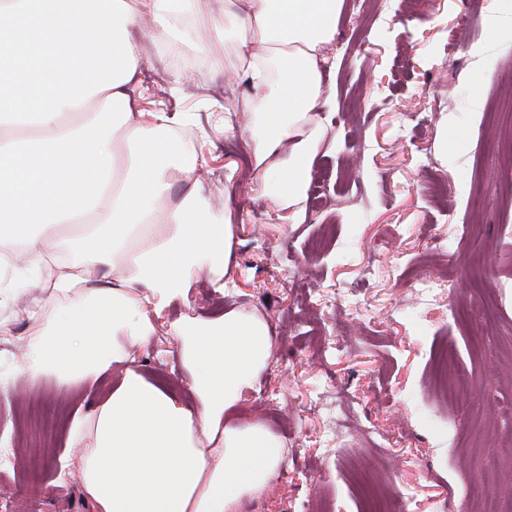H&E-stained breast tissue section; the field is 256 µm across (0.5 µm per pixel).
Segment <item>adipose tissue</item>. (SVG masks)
Returning <instances> with one entry per match:
<instances>
[{
    "instance_id": "ef3b65f1",
    "label": "adipose tissue",
    "mask_w": 512,
    "mask_h": 512,
    "mask_svg": "<svg viewBox=\"0 0 512 512\" xmlns=\"http://www.w3.org/2000/svg\"><path fill=\"white\" fill-rule=\"evenodd\" d=\"M344 0H243L228 19L255 88L253 157L264 189L300 217L319 129L303 131L323 94V48ZM192 0H0V242L18 244L0 299L28 321L19 369L30 381L93 387L78 407L60 477L92 512H239L271 484L283 444L238 419L273 349L268 324L231 309L173 324L194 405L135 366L155 319L193 281L221 285L235 227L217 221L192 179L197 155L167 139L166 112L131 90L142 57L130 29H174ZM189 188L163 206L171 171ZM50 290L52 311L32 304Z\"/></svg>"
}]
</instances>
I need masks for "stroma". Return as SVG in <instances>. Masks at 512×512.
Wrapping results in <instances>:
<instances>
[{"label": "stroma", "mask_w": 512, "mask_h": 512, "mask_svg": "<svg viewBox=\"0 0 512 512\" xmlns=\"http://www.w3.org/2000/svg\"><path fill=\"white\" fill-rule=\"evenodd\" d=\"M372 8L371 0H344L336 21V65L322 75L334 95L312 113L325 141L311 173L329 180L304 201L298 222L263 191L254 167V95L237 63L235 29L206 51L194 47L205 29L223 26L224 0H195L180 35L134 34L145 59L138 109L161 103L198 120L180 147L201 149L198 188L236 226L224 293L198 278L189 304L173 303L157 323L156 338L178 353L169 324L188 313L239 308L269 324V365L241 400L244 420L262 422L284 445L262 512H301L314 499L365 512L366 476L383 495L408 493V512L446 504L471 512L470 493L491 471L512 496V468L501 467L496 440L512 424L490 406L512 402V240L500 234L512 224V154L496 146L512 125V48H489L476 65L471 49L486 41L485 20L467 0H390L382 21L369 25ZM476 66L483 103L475 112L468 76ZM450 114L461 142L447 164L440 138ZM434 179L448 190L437 201L426 190ZM476 185L484 191L478 213L468 205ZM327 224L333 244L311 252ZM443 268L451 292L426 297L412 288L413 274ZM459 303L470 321L453 322ZM1 318L11 324L0 334V371L16 378L0 391V512H90L76 481L56 482L72 394L53 379L16 374L27 322L6 306ZM324 335L335 337L334 349H321ZM441 340L472 373L464 400H441L428 374ZM341 394L379 441L343 428Z\"/></svg>", "instance_id": "stroma-1"}]
</instances>
